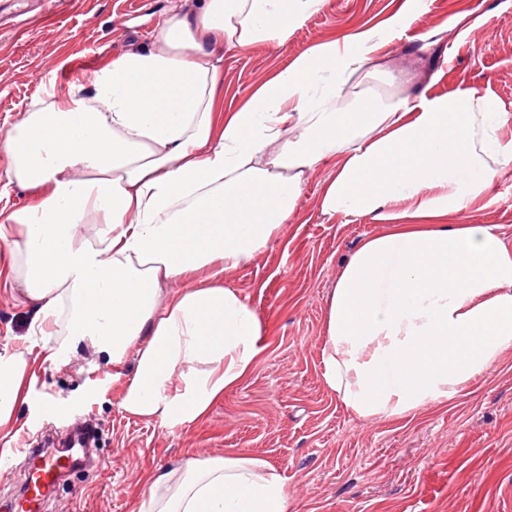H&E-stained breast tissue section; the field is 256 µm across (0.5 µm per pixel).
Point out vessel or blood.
Instances as JSON below:
<instances>
[{"mask_svg": "<svg viewBox=\"0 0 512 512\" xmlns=\"http://www.w3.org/2000/svg\"><path fill=\"white\" fill-rule=\"evenodd\" d=\"M83 432L73 433L66 442H40L27 451L33 466L22 493L15 497L9 512H41L50 497L71 473L80 469L85 459L74 456L73 450L85 446Z\"/></svg>", "mask_w": 512, "mask_h": 512, "instance_id": "vessel-or-blood-1", "label": "vessel or blood"}]
</instances>
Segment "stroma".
Returning <instances> with one entry per match:
<instances>
[{
  "instance_id": "1",
  "label": "stroma",
  "mask_w": 512,
  "mask_h": 512,
  "mask_svg": "<svg viewBox=\"0 0 512 512\" xmlns=\"http://www.w3.org/2000/svg\"><path fill=\"white\" fill-rule=\"evenodd\" d=\"M404 0H325L297 25L286 45L224 53L220 94L240 104L299 54L344 39L394 15ZM194 0H12L0 9V133L33 101L89 84L128 48L150 44L155 26ZM474 12L487 22L462 34L449 17ZM383 52L414 86L445 93L491 89L512 113V0H422L409 25L389 35ZM332 166L307 175L297 213L256 261L231 271L229 283L265 320V349L251 374L225 391L197 423L172 429L119 406L122 367L86 371L85 348L70 364L35 365L33 402L11 427L13 456L0 467V506L26 478L25 444L82 423L98 433L97 461L48 500L44 512H136L146 477L178 469L190 457L248 453L287 479L290 512H512V353L448 403L404 420L367 421L349 411L322 377L327 297L350 255L384 224L327 219L320 212ZM463 224L498 226L512 239V168L487 201L466 209ZM12 241L0 239V351L25 347L31 311L9 275ZM58 417L39 421L38 406Z\"/></svg>"
}]
</instances>
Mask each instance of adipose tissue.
<instances>
[{
	"label": "adipose tissue",
	"mask_w": 512,
	"mask_h": 512,
	"mask_svg": "<svg viewBox=\"0 0 512 512\" xmlns=\"http://www.w3.org/2000/svg\"><path fill=\"white\" fill-rule=\"evenodd\" d=\"M325 0H199L168 15L148 48L89 87L35 100L0 137L9 181L34 193L0 214L29 333L65 323L69 342L119 366L120 406L181 428L242 382L266 327L225 275L290 223L306 175L327 161L320 211L388 224L347 259L327 299L323 377L369 421L455 397L512 351V244L455 218L512 166L504 112L487 89L398 88L380 57L418 0L345 44L296 56L218 113L224 52L286 44ZM393 91L373 97L355 79ZM30 350L0 353V431L19 405ZM170 497L154 472L137 512H288L287 481L244 453L192 457Z\"/></svg>",
	"instance_id": "ef3b65f1"
}]
</instances>
